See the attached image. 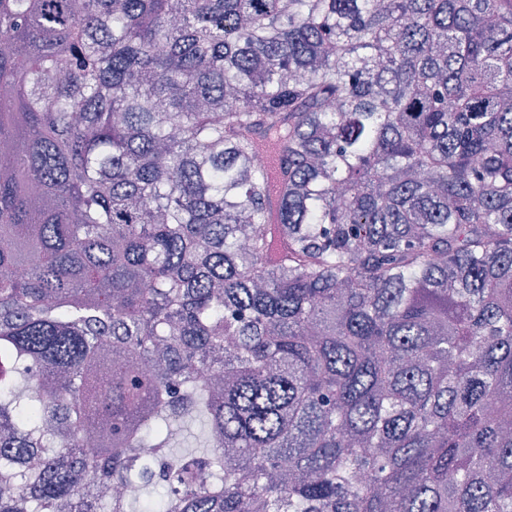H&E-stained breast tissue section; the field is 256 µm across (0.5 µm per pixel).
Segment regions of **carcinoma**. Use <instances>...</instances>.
<instances>
[{
  "instance_id": "obj_1",
  "label": "carcinoma",
  "mask_w": 512,
  "mask_h": 512,
  "mask_svg": "<svg viewBox=\"0 0 512 512\" xmlns=\"http://www.w3.org/2000/svg\"><path fill=\"white\" fill-rule=\"evenodd\" d=\"M0 31V512H512V0Z\"/></svg>"
}]
</instances>
